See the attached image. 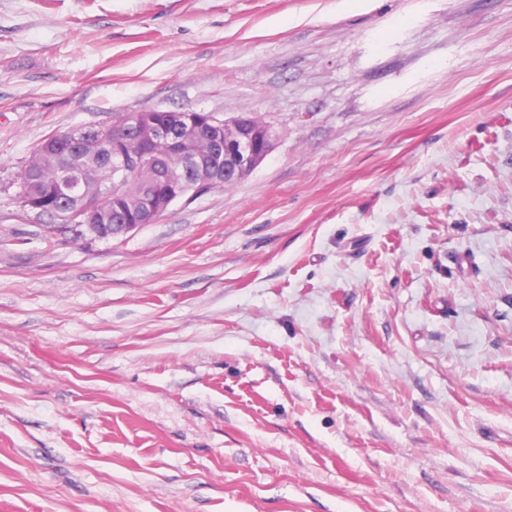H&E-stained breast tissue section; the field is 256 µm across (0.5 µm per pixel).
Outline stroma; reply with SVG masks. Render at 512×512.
I'll use <instances>...</instances> for the list:
<instances>
[{"label": "stroma", "mask_w": 512, "mask_h": 512, "mask_svg": "<svg viewBox=\"0 0 512 512\" xmlns=\"http://www.w3.org/2000/svg\"><path fill=\"white\" fill-rule=\"evenodd\" d=\"M259 115L98 240L34 147ZM0 512H512V0H0Z\"/></svg>", "instance_id": "stroma-1"}]
</instances>
